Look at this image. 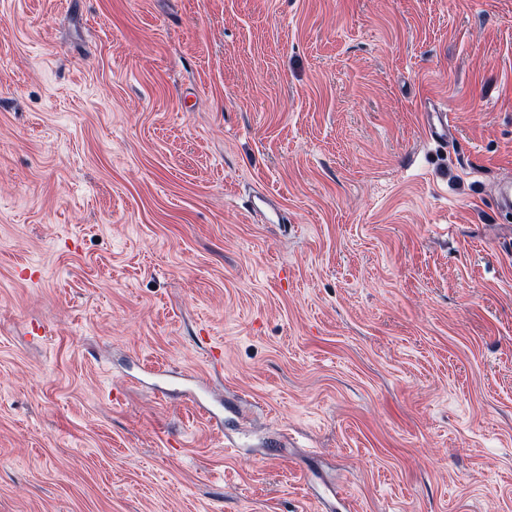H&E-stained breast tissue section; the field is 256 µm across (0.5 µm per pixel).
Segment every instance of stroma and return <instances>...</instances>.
<instances>
[{"mask_svg":"<svg viewBox=\"0 0 512 512\" xmlns=\"http://www.w3.org/2000/svg\"><path fill=\"white\" fill-rule=\"evenodd\" d=\"M507 175L512 0H0V512H512Z\"/></svg>","mask_w":512,"mask_h":512,"instance_id":"1","label":"stroma"}]
</instances>
